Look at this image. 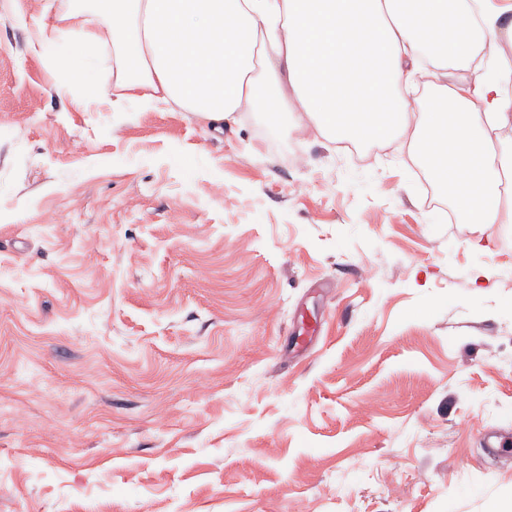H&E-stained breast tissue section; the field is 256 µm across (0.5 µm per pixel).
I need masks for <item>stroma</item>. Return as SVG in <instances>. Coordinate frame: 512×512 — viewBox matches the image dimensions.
<instances>
[{"label":"stroma","mask_w":512,"mask_h":512,"mask_svg":"<svg viewBox=\"0 0 512 512\" xmlns=\"http://www.w3.org/2000/svg\"><path fill=\"white\" fill-rule=\"evenodd\" d=\"M67 3L0 0V512H512V225L399 134L57 89Z\"/></svg>","instance_id":"obj_1"}]
</instances>
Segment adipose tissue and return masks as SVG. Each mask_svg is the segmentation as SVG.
Here are the masks:
<instances>
[{
	"instance_id": "ef3b65f1",
	"label": "adipose tissue",
	"mask_w": 512,
	"mask_h": 512,
	"mask_svg": "<svg viewBox=\"0 0 512 512\" xmlns=\"http://www.w3.org/2000/svg\"><path fill=\"white\" fill-rule=\"evenodd\" d=\"M89 12L105 32L85 28ZM504 8L492 0H70L32 47L55 74L93 82L95 62L112 48L120 99L149 90L221 123L262 98L268 113L299 104V125L323 136L383 142L394 133L452 196L467 223L512 224V59L490 77L443 84L436 105L415 119L398 89L422 70L473 49L472 32L512 41Z\"/></svg>"
}]
</instances>
